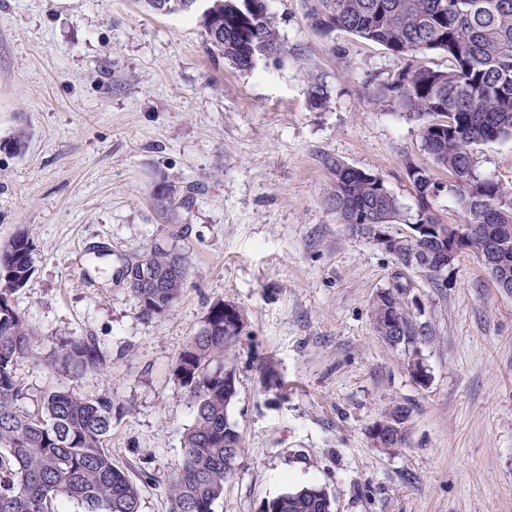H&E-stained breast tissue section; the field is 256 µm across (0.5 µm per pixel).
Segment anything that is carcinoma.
Here are the masks:
<instances>
[{
	"mask_svg": "<svg viewBox=\"0 0 512 512\" xmlns=\"http://www.w3.org/2000/svg\"><path fill=\"white\" fill-rule=\"evenodd\" d=\"M153 12L186 11L185 0H143ZM312 23L323 33L342 30L376 43L404 60V66L376 93L421 124L422 141L437 166L448 170V190L429 194L415 186L416 224H433L432 202L455 199L460 225H479L458 244L457 252L500 253L512 284V186L476 174L474 148L512 139V0H315ZM211 51L246 70L256 60L282 51L277 23L268 4L246 13L239 0H210L201 20ZM418 52L442 53L448 68L416 66ZM332 188L327 206L342 224H397L402 213L382 177L339 160L327 161ZM190 196L167 178L153 188L152 200L166 218H174ZM394 253L405 271L436 282L431 269L410 263L420 243L404 234ZM140 263L158 279L155 288H130L142 315L168 311L188 281V257L178 247L154 246L139 254ZM34 274L33 246L17 231L0 244V512H64L76 503L84 512H141L139 484L153 480L149 468L137 476L115 465L104 442L112 429V399L89 398L68 389L42 395L41 414L20 410L25 398L15 366L31 356L35 337L16 309L13 295ZM408 285L398 281L377 294L373 323L388 345L409 353L407 367H420L418 345L435 328L409 305ZM241 310L224 318V302H214L199 329L179 352L172 371L193 408V421L182 436V463L167 481L169 512H213L224 496L243 453V439L228 419L237 395L235 348L244 334ZM95 341L72 336L59 342L47 359L58 373L79 378L102 368ZM229 372L231 382L224 381ZM397 407L378 420L392 435L388 448L401 445ZM259 512H332L326 490L316 484L288 490V497L262 504Z\"/></svg>",
	"mask_w": 512,
	"mask_h": 512,
	"instance_id": "obj_1",
	"label": "carcinoma"
}]
</instances>
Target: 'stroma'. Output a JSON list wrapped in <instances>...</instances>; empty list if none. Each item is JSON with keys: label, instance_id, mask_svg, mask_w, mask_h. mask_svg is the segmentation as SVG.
Instances as JSON below:
<instances>
[{"label": "stroma", "instance_id": "1", "mask_svg": "<svg viewBox=\"0 0 512 512\" xmlns=\"http://www.w3.org/2000/svg\"><path fill=\"white\" fill-rule=\"evenodd\" d=\"M311 6L272 0L284 50L241 70L207 51L197 7L0 0V243L25 230L35 262L14 296L36 333L15 369L20 407L38 413L52 388L111 397L105 446L116 465L152 472L141 512H167L193 420L171 367L224 300L246 322L228 409L244 454L214 512H259L306 484L326 488L334 512H512V294L469 252L447 284L404 274L436 330L424 385L376 335L373 301L400 267L328 209L324 161L383 178L404 216L394 234L418 210L406 164L436 167L420 121L373 98L401 59L320 33ZM476 157L479 176L512 184V140ZM161 175L193 191L174 224L151 198ZM158 243L181 248L190 275L147 318L116 274ZM70 336L96 341L102 371L72 380L47 365ZM398 406L401 447H376L372 426Z\"/></svg>", "mask_w": 512, "mask_h": 512}]
</instances>
